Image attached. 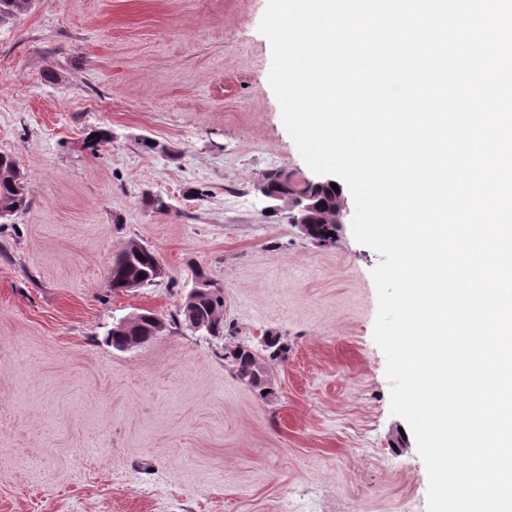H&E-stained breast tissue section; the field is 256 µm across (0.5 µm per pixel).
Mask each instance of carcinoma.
Returning a JSON list of instances; mask_svg holds the SVG:
<instances>
[{
  "mask_svg": "<svg viewBox=\"0 0 512 512\" xmlns=\"http://www.w3.org/2000/svg\"><path fill=\"white\" fill-rule=\"evenodd\" d=\"M30 7V0H0V24H6L19 14L26 12ZM271 190L280 195L294 192L293 183L283 184L280 173L269 172L263 176ZM321 205L311 212V224L307 228V237L321 247H332L336 244L334 235L336 225L321 223V216L336 200L337 192L332 187H321L315 192ZM29 205L27 175L19 169L12 156L0 153V223L9 224L12 218L25 210ZM160 263L155 252L137 241H130L124 249L112 260L108 273V287L114 290L126 289L133 284H140L143 279L154 272ZM179 322L192 318L198 322L210 324L215 327L217 334H224V290L212 288L208 294L197 297L194 305L189 309H180ZM162 333L159 327V317L150 312L142 318V323L125 334H117L112 347L120 350L126 344L141 345ZM263 351L266 355L253 350L248 346H238L229 353V358L236 375L258 392L273 393L271 378L268 374L266 362L283 361L288 352L282 337L269 334L264 340Z\"/></svg>",
  "mask_w": 512,
  "mask_h": 512,
  "instance_id": "cac0c4a2",
  "label": "carcinoma"
}]
</instances>
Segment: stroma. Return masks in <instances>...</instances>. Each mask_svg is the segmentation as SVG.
<instances>
[{
	"mask_svg": "<svg viewBox=\"0 0 512 512\" xmlns=\"http://www.w3.org/2000/svg\"><path fill=\"white\" fill-rule=\"evenodd\" d=\"M266 6L36 0L0 25V152L30 200L0 231V512H427L373 339L379 255L348 223L315 245L255 188L315 177ZM132 240L168 275L111 291ZM197 268L224 291L218 338L170 322ZM145 309L168 330L112 348ZM270 333L288 354L263 397L227 355Z\"/></svg>",
	"mask_w": 512,
	"mask_h": 512,
	"instance_id": "stroma-1",
	"label": "stroma"
}]
</instances>
